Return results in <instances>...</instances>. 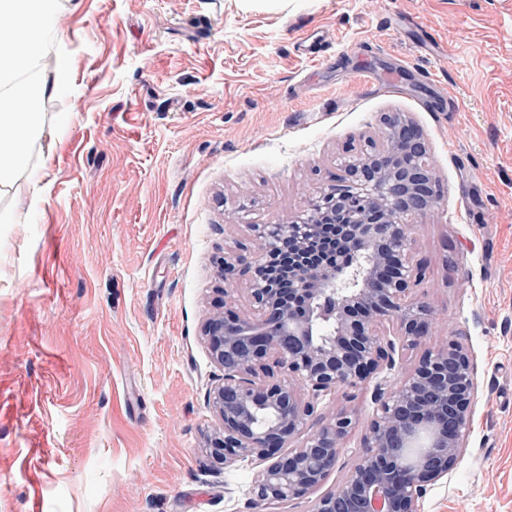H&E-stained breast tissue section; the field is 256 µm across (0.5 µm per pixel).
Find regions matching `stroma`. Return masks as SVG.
Here are the masks:
<instances>
[{"mask_svg":"<svg viewBox=\"0 0 512 512\" xmlns=\"http://www.w3.org/2000/svg\"><path fill=\"white\" fill-rule=\"evenodd\" d=\"M65 93L0 192V512H251L203 336L249 312L225 252L300 217L381 114L423 130L440 207L413 235L427 346L472 354L468 445L422 512H512V0H63ZM397 92H390L389 82ZM373 382L326 397L357 426Z\"/></svg>","mask_w":512,"mask_h":512,"instance_id":"1","label":"stroma"}]
</instances>
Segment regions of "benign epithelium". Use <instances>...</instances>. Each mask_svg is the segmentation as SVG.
I'll return each mask as SVG.
<instances>
[{"mask_svg":"<svg viewBox=\"0 0 512 512\" xmlns=\"http://www.w3.org/2000/svg\"><path fill=\"white\" fill-rule=\"evenodd\" d=\"M381 124L382 143L361 146L301 220L256 224L258 251L224 257V272L241 265L250 273L256 313H215L205 323L211 357L224 368L209 390L224 434L213 452L226 467L257 465L255 512L309 495L336 469L356 418L343 408L317 415V401L394 368L396 355L429 336L432 311L412 297L425 269L407 261L415 228L407 218L438 207V178L409 115L385 113ZM320 224L336 225L350 256L341 271L313 258L271 270L269 257L300 253ZM277 373L288 382L269 381ZM477 389V366L455 342L426 349L404 377L376 383L361 449L315 512H420L427 488L467 447Z\"/></svg>","mask_w":512,"mask_h":512,"instance_id":"7a95c632","label":"benign epithelium"}]
</instances>
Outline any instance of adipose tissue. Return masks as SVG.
I'll use <instances>...</instances> for the list:
<instances>
[{"label": "adipose tissue", "instance_id": "obj_1", "mask_svg": "<svg viewBox=\"0 0 512 512\" xmlns=\"http://www.w3.org/2000/svg\"><path fill=\"white\" fill-rule=\"evenodd\" d=\"M60 12L59 0H0V191L13 188L27 164L32 140L43 134L40 105L65 91L64 65L34 70Z\"/></svg>", "mask_w": 512, "mask_h": 512}]
</instances>
